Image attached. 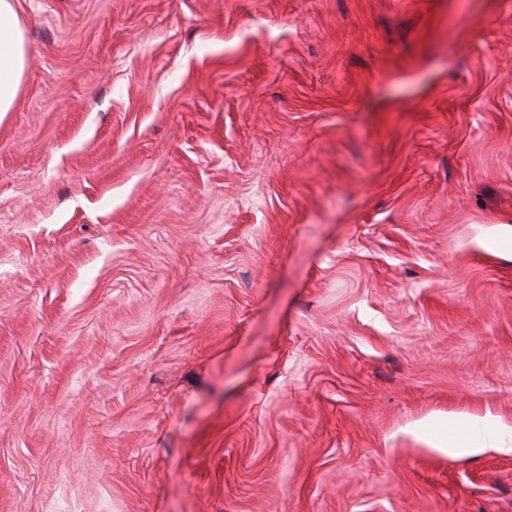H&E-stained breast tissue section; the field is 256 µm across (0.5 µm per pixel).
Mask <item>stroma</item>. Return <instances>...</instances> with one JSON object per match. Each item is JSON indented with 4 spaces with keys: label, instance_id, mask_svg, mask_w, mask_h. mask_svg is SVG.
<instances>
[{
    "label": "stroma",
    "instance_id": "35a3bbf8",
    "mask_svg": "<svg viewBox=\"0 0 512 512\" xmlns=\"http://www.w3.org/2000/svg\"><path fill=\"white\" fill-rule=\"evenodd\" d=\"M17 14L0 512H512V0Z\"/></svg>",
    "mask_w": 512,
    "mask_h": 512
}]
</instances>
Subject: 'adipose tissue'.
<instances>
[{
	"label": "adipose tissue",
	"mask_w": 512,
	"mask_h": 512,
	"mask_svg": "<svg viewBox=\"0 0 512 512\" xmlns=\"http://www.w3.org/2000/svg\"><path fill=\"white\" fill-rule=\"evenodd\" d=\"M26 60L27 46L16 0H0V116L14 107Z\"/></svg>",
	"instance_id": "obj_1"
}]
</instances>
